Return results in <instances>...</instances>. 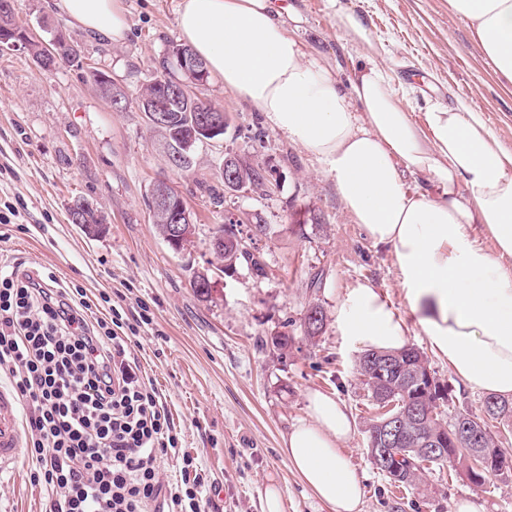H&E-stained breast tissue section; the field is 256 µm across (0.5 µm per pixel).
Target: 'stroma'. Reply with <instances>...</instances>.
I'll return each mask as SVG.
<instances>
[{"label":"stroma","instance_id":"stroma-1","mask_svg":"<svg viewBox=\"0 0 512 512\" xmlns=\"http://www.w3.org/2000/svg\"><path fill=\"white\" fill-rule=\"evenodd\" d=\"M180 0H122L124 42L88 33L53 0H12L15 20L38 41L54 31L76 37L84 62L97 65L125 90L114 109L86 73L67 64L41 70L24 46L0 49V200L22 205L17 223L0 224V267L26 263L85 288L91 302L107 294L125 311L147 305L153 321L130 346L153 380L180 437L210 483L215 512H263L268 486L283 489V512H322L282 455V437L307 416V395L335 394L350 409L355 431L343 453L362 477L361 512H455L461 499L478 512H512V478L475 485L464 468L432 467L422 483L404 490L371 463L367 420L372 401L354 366L361 353L336 330V303L356 281L371 282L402 316L410 311L394 259L353 224L317 158L272 129L264 113L208 78L194 89L223 107L232 121L224 138L198 145L196 167L172 168L137 99L156 75L169 45L181 43ZM367 32L350 41L329 0H271L308 54L347 80L376 62L415 122L429 105L466 101L480 112L503 148L512 152V86L504 87L448 0H340ZM266 169L268 191L225 195L214 204L225 154ZM159 180L173 185L196 215L194 242L174 251L149 218L146 196ZM92 199L107 219L103 232L85 234L69 207ZM235 213L253 234L267 273L246 266L227 276L210 248L215 229ZM266 229L258 233L255 222ZM210 271L212 293L199 297L194 273ZM322 285L310 287L313 276ZM328 321L318 342L300 323L311 304ZM288 333L287 353L269 343ZM410 344L424 353L451 399L446 416L481 414L484 393L467 389L447 359L436 356L419 326ZM44 487L20 461L0 473V512H42Z\"/></svg>","mask_w":512,"mask_h":512}]
</instances>
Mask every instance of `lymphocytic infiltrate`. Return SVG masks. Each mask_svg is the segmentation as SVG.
Instances as JSON below:
<instances>
[{"label":"lymphocytic infiltrate","mask_w":512,"mask_h":512,"mask_svg":"<svg viewBox=\"0 0 512 512\" xmlns=\"http://www.w3.org/2000/svg\"><path fill=\"white\" fill-rule=\"evenodd\" d=\"M88 309L77 283L0 271V372L24 403L46 512H209L203 471L129 349L148 316ZM164 458L180 461L179 482L163 480Z\"/></svg>","instance_id":"lymphocytic-infiltrate-1"}]
</instances>
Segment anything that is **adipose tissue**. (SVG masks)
<instances>
[{"label": "adipose tissue", "instance_id": "ef3b65f1", "mask_svg": "<svg viewBox=\"0 0 512 512\" xmlns=\"http://www.w3.org/2000/svg\"><path fill=\"white\" fill-rule=\"evenodd\" d=\"M468 19L495 73L512 84V0H448ZM79 28L119 43L120 0H57ZM184 42L273 129L315 154L353 223L390 250L409 310L432 349L470 388L512 399V153L466 103L411 120L375 63L340 81L306 54L269 0H181ZM416 185H409V178ZM482 226L494 248L472 230ZM336 327L352 345L396 351L410 328L369 282L347 288ZM355 424L331 395H308V416L282 454L327 512H360L363 487L342 453Z\"/></svg>", "mask_w": 512, "mask_h": 512}]
</instances>
